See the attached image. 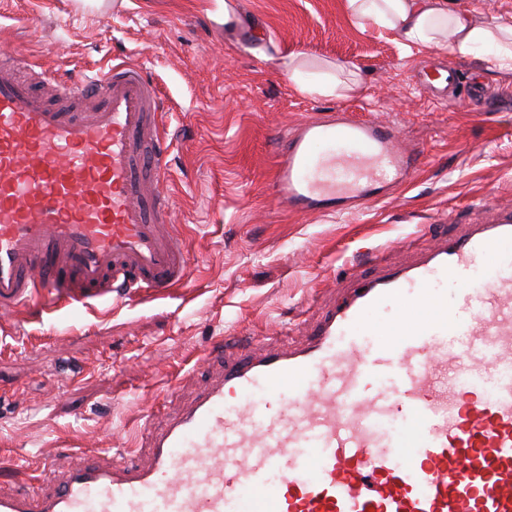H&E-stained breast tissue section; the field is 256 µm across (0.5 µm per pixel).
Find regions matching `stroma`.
<instances>
[{
    "instance_id": "stroma-1",
    "label": "stroma",
    "mask_w": 512,
    "mask_h": 512,
    "mask_svg": "<svg viewBox=\"0 0 512 512\" xmlns=\"http://www.w3.org/2000/svg\"><path fill=\"white\" fill-rule=\"evenodd\" d=\"M0 0V49L60 77L141 63L174 136L169 189L191 259L187 284L44 320L0 314V460L26 488L65 454L143 458L153 406L178 382H203L218 337L297 344L310 302L331 303L360 255L395 263L408 235L447 232L477 206H512V73L462 60L447 42L405 55L360 28L344 0H230L241 22L210 20L197 0ZM302 53L307 71L355 63L341 97L300 93L277 60L252 52L254 31ZM441 65L493 90L482 111L439 101L421 72ZM333 113L391 124L419 158L415 178L354 210H289L272 189L284 130Z\"/></svg>"
}]
</instances>
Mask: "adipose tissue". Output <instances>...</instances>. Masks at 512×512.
I'll use <instances>...</instances> for the list:
<instances>
[{"instance_id":"ef3b65f1","label":"adipose tissue","mask_w":512,"mask_h":512,"mask_svg":"<svg viewBox=\"0 0 512 512\" xmlns=\"http://www.w3.org/2000/svg\"><path fill=\"white\" fill-rule=\"evenodd\" d=\"M345 9L359 26L372 25L391 32L405 51L426 47L447 38L451 52L461 59L474 56L478 49L493 48V60L499 71L512 72V22L492 20L485 23L452 11L448 0H344ZM281 67L299 92L336 96L349 91L346 80L352 63L339 62L317 75L314 83L301 82V53L280 55Z\"/></svg>"}]
</instances>
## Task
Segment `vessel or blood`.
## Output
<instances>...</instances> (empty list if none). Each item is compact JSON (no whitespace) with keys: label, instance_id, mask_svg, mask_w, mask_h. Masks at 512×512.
I'll return each mask as SVG.
<instances>
[{"label":"vessel or blood","instance_id":"vessel-or-blood-1","mask_svg":"<svg viewBox=\"0 0 512 512\" xmlns=\"http://www.w3.org/2000/svg\"><path fill=\"white\" fill-rule=\"evenodd\" d=\"M0 51V312H52L181 286L190 256L166 191L171 142L134 62L53 82ZM375 121H311L278 147L295 210L370 201L416 159ZM365 257L308 343L229 361L190 404L157 407L148 460L51 463L0 512H512V211ZM391 325L379 332L373 313Z\"/></svg>","mask_w":512,"mask_h":512}]
</instances>
